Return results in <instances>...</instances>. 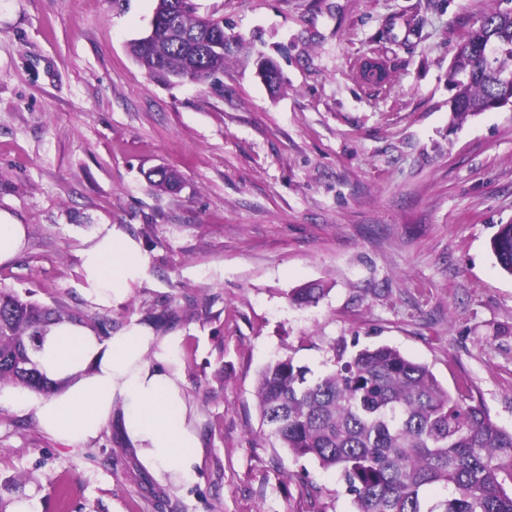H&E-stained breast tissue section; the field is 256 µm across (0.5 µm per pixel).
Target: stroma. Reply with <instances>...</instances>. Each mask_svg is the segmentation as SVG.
I'll return each mask as SVG.
<instances>
[{"label": "stroma", "instance_id": "obj_1", "mask_svg": "<svg viewBox=\"0 0 512 512\" xmlns=\"http://www.w3.org/2000/svg\"><path fill=\"white\" fill-rule=\"evenodd\" d=\"M273 58L270 94L237 56L205 83L150 76L128 52L153 0H0V212L27 242L0 291L182 338L203 443L196 480L160 484L117 428L74 451L0 407V500L41 512H352L336 473L261 429L260 372L317 378L332 348L389 345L512 429V276L490 242L512 223V110L455 123L448 65L512 0H195ZM386 52L374 93L354 59ZM176 170L180 190L148 174ZM99 224L141 241L144 282L118 307L82 293ZM321 283L318 305L291 303Z\"/></svg>", "mask_w": 512, "mask_h": 512}]
</instances>
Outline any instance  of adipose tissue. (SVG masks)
<instances>
[{
  "label": "adipose tissue",
  "instance_id": "ef3b65f1",
  "mask_svg": "<svg viewBox=\"0 0 512 512\" xmlns=\"http://www.w3.org/2000/svg\"><path fill=\"white\" fill-rule=\"evenodd\" d=\"M78 258L83 294L102 308L126 302L148 265L140 242L115 224L97 225ZM180 342L135 320L104 338L79 323L53 325L35 359L55 389L1 384L0 406L33 413L45 433L73 450L118 425L157 480L191 481L203 445L177 362Z\"/></svg>",
  "mask_w": 512,
  "mask_h": 512
}]
</instances>
